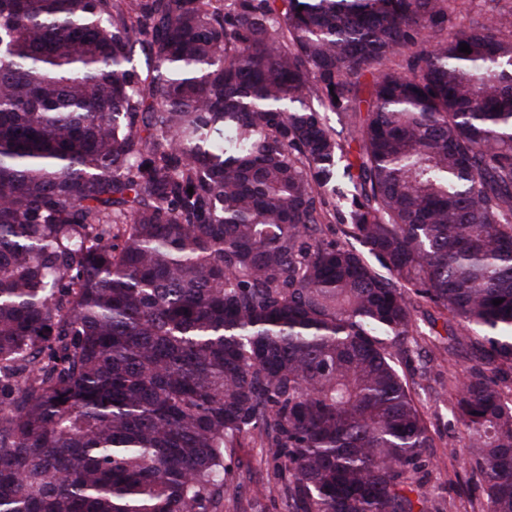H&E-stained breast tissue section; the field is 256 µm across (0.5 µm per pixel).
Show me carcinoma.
<instances>
[{
	"label": "carcinoma",
	"instance_id": "1",
	"mask_svg": "<svg viewBox=\"0 0 512 512\" xmlns=\"http://www.w3.org/2000/svg\"><path fill=\"white\" fill-rule=\"evenodd\" d=\"M421 345L512 512V0H0V512H443ZM272 464L261 448H239L235 456V471L243 497L263 496L267 512H287L278 488L270 482Z\"/></svg>",
	"mask_w": 512,
	"mask_h": 512
}]
</instances>
